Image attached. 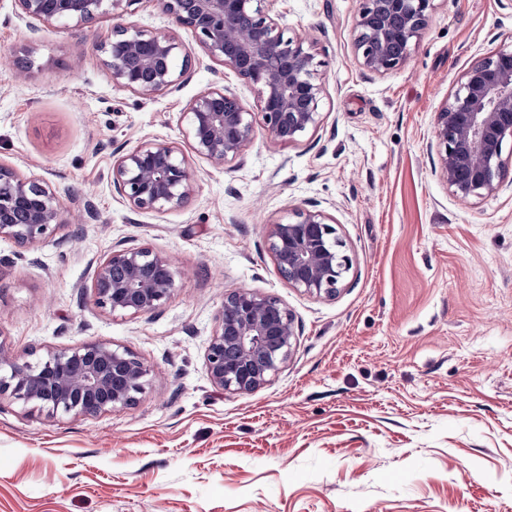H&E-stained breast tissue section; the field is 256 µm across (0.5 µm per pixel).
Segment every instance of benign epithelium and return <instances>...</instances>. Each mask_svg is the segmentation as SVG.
Instances as JSON below:
<instances>
[{
  "mask_svg": "<svg viewBox=\"0 0 512 512\" xmlns=\"http://www.w3.org/2000/svg\"><path fill=\"white\" fill-rule=\"evenodd\" d=\"M20 19L80 29L99 15H122L135 0H14ZM173 22L191 31L210 61L231 67L256 91L258 112L224 87L191 100L185 138L192 152L220 167L253 141L256 116L270 137L295 143L320 122L324 85L315 44L288 35L273 13L276 0H157ZM435 0H360L353 48L360 67L376 75L404 68L428 28ZM112 83L141 97L176 90L196 60L172 34L117 23L99 45ZM181 65H176V60ZM438 173L460 201L494 195L507 174L512 143V48L476 58L434 118ZM196 169L180 149L151 141L112 167V187L139 213L185 206ZM62 225L61 197L46 183L0 165V239L32 248ZM267 243L279 275L317 299H334L351 269L333 219L318 204L294 207L268 224ZM176 287L171 258L148 246H115L86 287L95 307L137 315L161 307ZM295 318L278 298L241 288L224 295L205 369L217 388L249 393L265 386L292 354ZM151 368L107 342L50 351L37 362L0 343V395L50 416H97L135 405Z\"/></svg>",
  "mask_w": 512,
  "mask_h": 512,
  "instance_id": "1",
  "label": "benign epithelium"
}]
</instances>
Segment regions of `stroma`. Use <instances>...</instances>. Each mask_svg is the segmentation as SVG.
I'll list each match as a JSON object with an SVG mask.
<instances>
[{
    "instance_id": "1",
    "label": "stroma",
    "mask_w": 512,
    "mask_h": 512,
    "mask_svg": "<svg viewBox=\"0 0 512 512\" xmlns=\"http://www.w3.org/2000/svg\"><path fill=\"white\" fill-rule=\"evenodd\" d=\"M413 61L366 73L352 48L359 0H277L325 65L321 121L298 142L253 143L222 167L184 136L189 102L216 86L255 109L157 0L123 16L176 35L195 67L142 98L112 82L98 43L19 19L0 0V163L63 191V225L38 247L0 240V343L22 356L109 342L153 370L131 407L48 416L0 396V512H512V185L464 203L434 171V117L480 56L512 47V0H435ZM197 169L184 209L133 211L112 165L146 141ZM319 204L352 267L330 301L288 287L264 226ZM169 255L157 311L114 317L85 300L112 246ZM277 297L297 344L251 393L212 385L207 347L227 291Z\"/></svg>"
}]
</instances>
